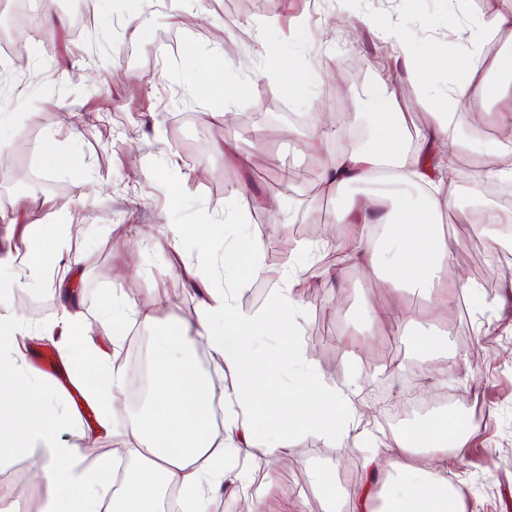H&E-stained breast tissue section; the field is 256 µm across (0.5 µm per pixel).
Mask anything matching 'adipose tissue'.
Returning <instances> with one entry per match:
<instances>
[{"label": "adipose tissue", "mask_w": 512, "mask_h": 512, "mask_svg": "<svg viewBox=\"0 0 512 512\" xmlns=\"http://www.w3.org/2000/svg\"><path fill=\"white\" fill-rule=\"evenodd\" d=\"M477 31L473 48L450 53L444 50L420 55L396 30L389 37L398 47L409 80L417 87V106L431 121L412 150H403L399 131L407 115L394 97L373 95L374 115L369 141L339 155L328 152L318 129H310L309 148L324 158L322 189L330 196L367 184L380 174L389 180L425 188L426 208L400 200L394 210L360 203L341 213L338 223L348 232L337 246L351 264L383 277L391 288L416 284L436 292L434 316L448 309L449 289L479 298L476 284L464 280L454 266L456 240L447 237L432 216L455 205L453 183L440 178L463 146L452 123L455 109L464 102L483 108L488 94L512 100V53L504 52L493 63L504 80L495 89L476 82L485 58L482 46L500 30H512V11L487 9L473 17ZM253 54L270 56L264 79L268 89L301 103L307 100L312 73L299 72L293 56L270 55L264 35H256ZM453 75L447 91L433 92L432 75L438 68ZM244 247L238 264L224 268V286L209 291L194 323L163 332L155 355L158 372L152 386L151 406L126 428L129 453L140 465L113 495V512H160L162 488L177 487L184 512H208L211 496L224 484L243 479L238 469L239 450L263 439L271 456L287 458L288 438L315 432L338 447H345L347 426L355 418L345 387L326 374L309 370L296 392L283 391L273 380L282 365L304 361L299 320L305 306V278L297 272L298 259L310 248L298 242L280 263L273 297L261 308H245L238 293L246 282L269 274L258 240L239 229ZM55 326L57 346L69 361L101 362L92 330L76 312L62 309ZM30 333L23 317L13 311L0 313V464L22 453L44 459L39 474L47 489L40 512H101L111 471L109 460L94 469L82 466L78 446L62 447L53 438L43 400L33 397V378L19 363L22 341ZM277 341L273 354H263L259 342ZM200 339L219 358L229 375L224 386V424L221 441L210 433L211 393L201 382L192 361L183 355L190 338ZM150 451H143V440ZM467 439L452 422L431 419L413 430L399 433L391 447L396 455V478L387 490L380 512H466L461 497L448 487V458L461 456Z\"/></svg>", "instance_id": "adipose-tissue-1"}]
</instances>
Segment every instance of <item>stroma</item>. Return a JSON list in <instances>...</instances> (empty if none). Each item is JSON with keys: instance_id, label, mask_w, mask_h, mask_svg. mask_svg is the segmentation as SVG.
Returning <instances> with one entry per match:
<instances>
[{"instance_id": "stroma-1", "label": "stroma", "mask_w": 512, "mask_h": 512, "mask_svg": "<svg viewBox=\"0 0 512 512\" xmlns=\"http://www.w3.org/2000/svg\"><path fill=\"white\" fill-rule=\"evenodd\" d=\"M490 2L512 11V0H471L468 14L452 18L444 0H422L416 12L407 0H354L352 15L345 16L336 0H267L262 10L236 12L228 23L224 0H200L203 20L184 27L158 2L143 8L131 25L130 0H95L87 26L78 31L63 0H25L40 25L22 42L25 65L0 73V174L25 182H0V199L7 201L0 207V252L51 247L49 284L7 300L33 330L24 352L36 376L34 392L47 383L55 392L47 416L58 444L78 445L88 466L123 461L126 425L148 406L147 397L130 390L126 374L107 383L110 399L101 404L86 398L74 367L62 358L45 366L42 356L53 345L39 331L58 318L64 293H72L82 320L95 329L109 312L127 306L153 310L155 323H132L122 339L127 345L142 337L152 347L167 326L193 323L208 289L223 287L224 246L236 237L227 217L241 186L260 200L241 217L251 236H258L259 224L270 227L265 258L283 257L295 239L292 221L300 216L315 218L327 239L347 231L336 221L343 199L324 197L321 190L322 161L308 147L307 126L265 115L246 122L255 105L251 98L236 107L231 122L216 118L224 104L213 97L211 85L228 78L262 80L266 58L242 51L258 27L275 17L282 28H295L290 50L317 77L307 101L290 103L289 110L324 115L320 131L328 144L337 139L330 118L367 111L376 87L409 112L399 134L407 149L421 139L428 116L415 109L417 90L392 41L361 23V16L387 18L426 54L468 46L470 16ZM116 61L130 78L113 77ZM199 69L211 72V85L189 87L188 78ZM66 113L67 126L61 122ZM455 121L461 138L473 144L461 156L467 167L494 163L476 144L512 139V129L487 124L479 112H458ZM73 126L81 132L76 141L69 135ZM228 140L237 143L247 164L225 157ZM185 147L203 148L204 166L187 165L181 158ZM436 221L459 242L456 267L482 287L479 302L449 306L441 319L451 358L421 355L411 339L418 326L401 337L366 320L367 306L400 297L408 315H423L426 302L417 293L398 295L349 264L345 283L333 277L309 282L302 346L327 376L340 383L353 377L355 408L364 417L352 429L345 453L317 434L290 438L284 461L274 460L260 442L241 448L250 487L271 482L277 498L301 501L303 512H325L315 469H333L343 498L369 481L390 478L389 447L399 429L385 426L369 390L399 362L448 374L440 387L425 381L420 388L428 416L453 418L470 437L467 453L448 459V482L467 512H512V289L502 287V271L489 263L486 234L477 224L444 212ZM193 224H219L223 231L202 245L177 247L172 226ZM31 297L47 301V312L34 314L27 304ZM90 412L109 417V430L89 427ZM372 444L378 466L371 471L365 455ZM42 466L37 454L0 465V488L8 493L0 512H38Z\"/></svg>"}]
</instances>
